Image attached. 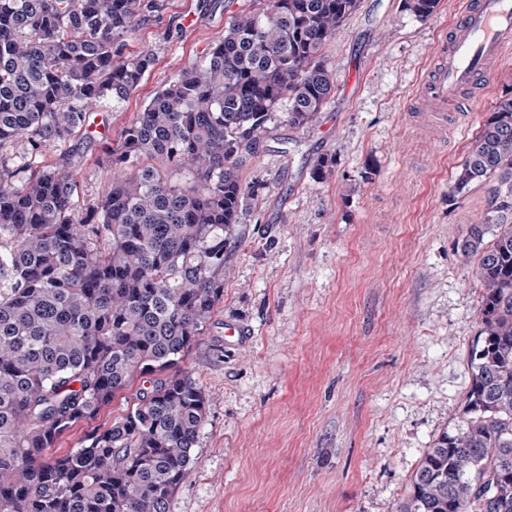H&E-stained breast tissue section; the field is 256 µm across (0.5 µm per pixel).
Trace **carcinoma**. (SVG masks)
<instances>
[{
  "mask_svg": "<svg viewBox=\"0 0 512 512\" xmlns=\"http://www.w3.org/2000/svg\"><path fill=\"white\" fill-rule=\"evenodd\" d=\"M360 0H253L224 40L125 127L104 194L82 167L39 166L89 136L154 64L126 53L157 0H0V512H168L208 413L178 369L224 297V246L248 195L238 169L288 102L304 127L336 90L322 50ZM439 0H402L420 20ZM28 145L19 166L6 149ZM491 184L457 247L478 257L480 329L463 417L413 471L395 512H512V95L485 117L452 191ZM497 227L486 241L490 226ZM82 448L56 440L135 383Z\"/></svg>",
  "mask_w": 512,
  "mask_h": 512,
  "instance_id": "obj_1",
  "label": "carcinoma"
}]
</instances>
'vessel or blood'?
Returning <instances> with one entry per match:
<instances>
[{
    "label": "vessel or blood",
    "instance_id": "b4317fda",
    "mask_svg": "<svg viewBox=\"0 0 512 512\" xmlns=\"http://www.w3.org/2000/svg\"><path fill=\"white\" fill-rule=\"evenodd\" d=\"M511 62L512 0H458L455 17L414 89V105L432 124L451 106L471 111Z\"/></svg>",
    "mask_w": 512,
    "mask_h": 512
}]
</instances>
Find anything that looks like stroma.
<instances>
[{
  "label": "stroma",
  "instance_id": "stroma-1",
  "mask_svg": "<svg viewBox=\"0 0 512 512\" xmlns=\"http://www.w3.org/2000/svg\"><path fill=\"white\" fill-rule=\"evenodd\" d=\"M251 2L159 0L128 41L156 59L139 88L43 163L80 161V197L95 201L113 176L107 144ZM453 3L420 20L401 0H361L323 49L336 91L316 120L270 124L240 167L256 193L224 251V298L180 363L209 408L170 512H393L420 458L457 423L484 292L477 257L457 241L489 194L451 188L490 106L478 121L457 117L439 143L411 104ZM322 156L332 171L316 182ZM235 325L243 335H226ZM126 407L116 397L57 453Z\"/></svg>",
  "mask_w": 512,
  "mask_h": 512
}]
</instances>
